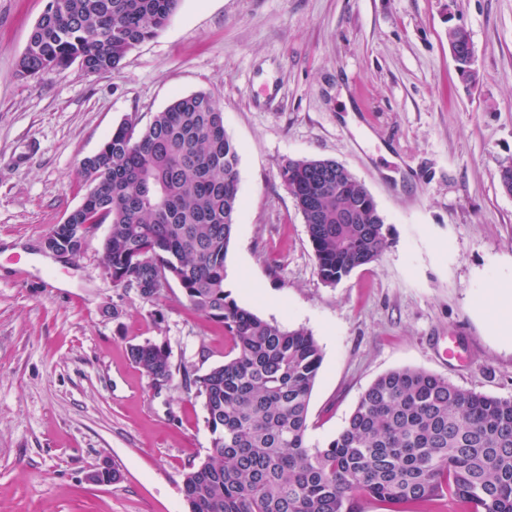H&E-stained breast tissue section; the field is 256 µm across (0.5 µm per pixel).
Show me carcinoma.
Here are the masks:
<instances>
[{
    "label": "carcinoma",
    "mask_w": 512,
    "mask_h": 512,
    "mask_svg": "<svg viewBox=\"0 0 512 512\" xmlns=\"http://www.w3.org/2000/svg\"><path fill=\"white\" fill-rule=\"evenodd\" d=\"M180 0H49L19 60L37 75L78 64L90 75L119 69L155 37ZM239 146L206 92L176 98L152 121L133 117L83 162L87 192L70 224H107L103 265L116 287L153 301L174 281L190 307L224 326V362L182 369L211 433L206 456L182 474L190 512H352L363 491L410 512L439 497L469 512H512V399L468 391L414 368L390 371L362 393L341 432L309 443V404L321 348L303 327L284 328L240 306L224 287L236 229ZM329 159L288 160L279 177L304 216L321 281L334 285L376 262L385 217L358 206L365 187L309 175ZM316 199L313 209L306 199ZM357 207L354 224L336 215ZM129 360L161 388L177 368L164 343L144 341Z\"/></svg>",
    "instance_id": "obj_1"
}]
</instances>
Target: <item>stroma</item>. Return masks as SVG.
Returning <instances> with one entry per match:
<instances>
[{
	"mask_svg": "<svg viewBox=\"0 0 512 512\" xmlns=\"http://www.w3.org/2000/svg\"><path fill=\"white\" fill-rule=\"evenodd\" d=\"M48 0H0V512H189L184 470L211 435L199 400L154 389L130 344H167L207 369L231 348L178 284L159 300L117 288L107 225L75 256L43 240L79 207L84 159L125 118L212 96L240 147L224 286L260 318L308 329L322 364L310 443L334 439L364 390L404 367L512 398V338L489 285L512 277V0H180L167 26L100 76H28L19 58ZM475 50L456 71L449 28ZM334 159L386 218L379 260L333 286L279 177ZM110 462L119 483L88 471Z\"/></svg>",
	"mask_w": 512,
	"mask_h": 512,
	"instance_id": "35a3bbf8",
	"label": "stroma"
}]
</instances>
